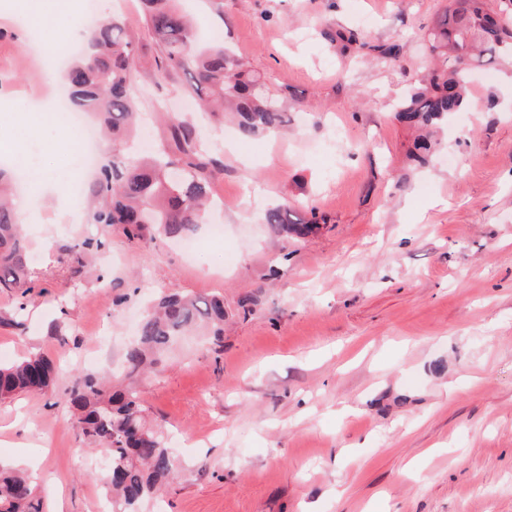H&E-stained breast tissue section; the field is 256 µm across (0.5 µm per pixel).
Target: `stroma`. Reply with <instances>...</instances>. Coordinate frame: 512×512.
I'll list each match as a JSON object with an SVG mask.
<instances>
[{"instance_id":"stroma-1","label":"stroma","mask_w":512,"mask_h":512,"mask_svg":"<svg viewBox=\"0 0 512 512\" xmlns=\"http://www.w3.org/2000/svg\"><path fill=\"white\" fill-rule=\"evenodd\" d=\"M176 4L200 42L221 35L294 104L284 129L250 139L209 121L224 206L192 256L70 207L81 151L62 148L53 102L79 2L65 0L61 25L0 0V140L17 196L35 200L23 228L37 272L28 300L0 292V315L26 308L23 326L0 325V365L40 354L59 368L51 393L0 400V459L34 473L47 512H98L106 491L68 388L120 364L150 300L216 293L222 343L190 333L156 374L113 381L140 390L186 472L144 512H512V71L474 70L481 107L436 127L422 164L394 105L424 73L422 34L448 0ZM96 12L132 20L145 105L183 112L191 78H158L140 0ZM326 29L366 47L340 51ZM390 44L397 57H376ZM281 203L326 222L284 238L262 221Z\"/></svg>"}]
</instances>
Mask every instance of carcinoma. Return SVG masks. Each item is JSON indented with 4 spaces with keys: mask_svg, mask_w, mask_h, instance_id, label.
<instances>
[{
    "mask_svg": "<svg viewBox=\"0 0 512 512\" xmlns=\"http://www.w3.org/2000/svg\"><path fill=\"white\" fill-rule=\"evenodd\" d=\"M142 22L158 46L156 67L171 77L191 75L187 94L217 115L235 112L239 132L249 138L288 124V112L258 73L247 70L217 39L199 45L190 19L175 0H141ZM436 61L426 78L399 101L395 112L409 125L426 128L448 119L471 104L472 67L498 61L512 52V0H449L448 8L426 34ZM137 42L128 18L114 16L88 27L87 42L67 72L72 103L96 113L125 141L135 130ZM223 164L205 145L204 132L194 123L174 118L166 135L143 158L134 159L121 148L89 182L87 198L95 224H119L129 240L143 238L148 224L159 237L191 236L211 201L212 185ZM11 187L9 172L0 167V289L34 288L35 273L24 245L15 210L4 201ZM263 221L285 236L310 233L316 220L305 221L280 204L265 209ZM200 325L214 328L221 341L224 297L215 294L169 293L160 298L139 325L138 340L124 356L132 375L144 369L149 355L161 354L176 337ZM55 367L34 355L0 367V398L17 393H46L53 388ZM84 435L98 445L107 461L101 480L112 512H140L142 504L170 480L182 476L178 455L168 448L163 431L150 425L141 394L135 390L106 393L101 377L87 374L69 391ZM0 512H43L30 478L0 467Z\"/></svg>",
    "mask_w": 512,
    "mask_h": 512,
    "instance_id": "1",
    "label": "carcinoma"
}]
</instances>
